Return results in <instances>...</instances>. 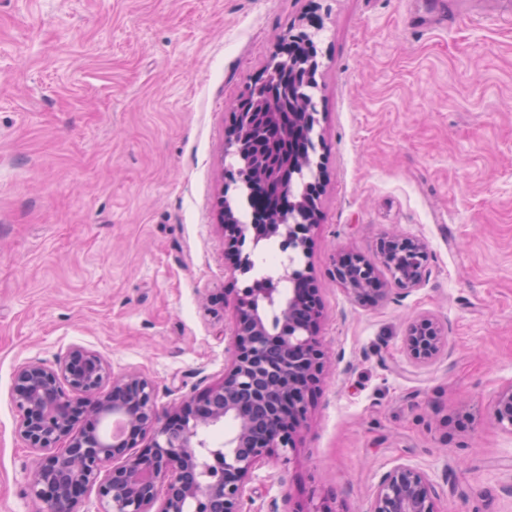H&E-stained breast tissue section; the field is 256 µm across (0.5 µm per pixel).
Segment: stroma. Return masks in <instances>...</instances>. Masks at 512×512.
Here are the masks:
<instances>
[{
    "label": "stroma",
    "instance_id": "1",
    "mask_svg": "<svg viewBox=\"0 0 512 512\" xmlns=\"http://www.w3.org/2000/svg\"><path fill=\"white\" fill-rule=\"evenodd\" d=\"M497 0H0V512H38L15 371L68 347L139 371L160 409L224 374L231 308L220 202L233 112L289 31L313 25L320 188L309 253L277 252L321 291L330 359L288 464L257 471L247 512L334 500L369 512L380 476L424 471L440 512H512V20ZM391 232L423 240L413 290L354 302L330 272ZM436 318L448 349H403ZM448 348L443 327L431 317L412 321L404 336V349L408 357L418 365H427ZM493 417L499 425L512 430V384L502 388L495 396Z\"/></svg>",
    "mask_w": 512,
    "mask_h": 512
}]
</instances>
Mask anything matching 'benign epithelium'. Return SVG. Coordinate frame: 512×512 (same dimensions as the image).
<instances>
[{"label":"benign epithelium","instance_id":"obj_1","mask_svg":"<svg viewBox=\"0 0 512 512\" xmlns=\"http://www.w3.org/2000/svg\"><path fill=\"white\" fill-rule=\"evenodd\" d=\"M235 220L233 211H221L220 224L242 269L249 261L242 247L253 226ZM315 226L267 224L253 244L276 238L286 251H306ZM403 258L413 270L395 282L410 290L420 284L428 258L425 244L411 237H384L377 262L351 258L335 265L331 275L351 298L366 303L385 293L376 264L397 273ZM288 279L292 288L286 297L266 281L244 289L231 303L219 297L233 308L224 336V376L182 398L164 416L149 377L139 371L115 375L100 354L84 346L69 347L52 365L21 366L12 400L21 439L41 452L29 483L41 512H75L90 490L103 512H245L254 473L290 460L325 368L319 288L297 270ZM447 348L437 320L422 317L409 324L404 349L414 363L427 365ZM493 417L512 429V384L495 396ZM226 419L235 421V433L225 441L231 451L208 453L209 479L203 483V432ZM436 496L427 474L400 464L381 476L370 512H438Z\"/></svg>","mask_w":512,"mask_h":512}]
</instances>
